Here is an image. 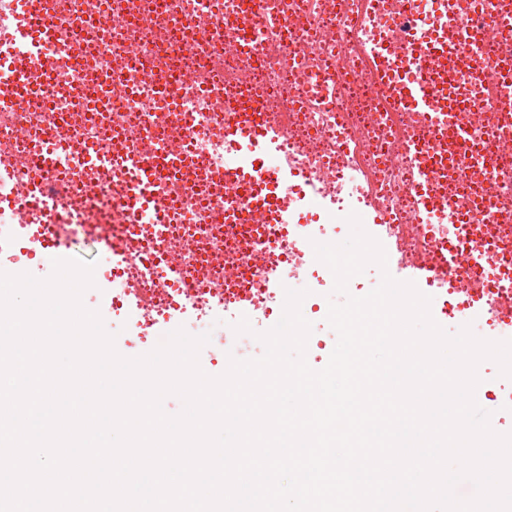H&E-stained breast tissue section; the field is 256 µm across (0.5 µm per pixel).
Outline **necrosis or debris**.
Here are the masks:
<instances>
[{
  "label": "necrosis or debris",
  "mask_w": 512,
  "mask_h": 512,
  "mask_svg": "<svg viewBox=\"0 0 512 512\" xmlns=\"http://www.w3.org/2000/svg\"><path fill=\"white\" fill-rule=\"evenodd\" d=\"M443 0H58L61 38L43 43L15 38L0 52V159L18 176L0 194V229L10 255L46 257L81 238L96 242L102 259L97 279L106 283L108 313L134 343L154 341L159 325L179 318L194 329L244 307L253 329L278 313L271 278L310 289L308 312L332 287L326 265L310 255L312 242L341 235L349 213L383 216L407 261L436 270L431 286L448 318L471 307L484 310L488 333H512V95L498 85V64L512 57V6L504 5L498 38L473 46L453 31L454 14ZM252 8L256 20L241 29L233 18ZM223 11L224 27L210 16ZM87 18L89 67L68 60L76 16ZM193 18L191 28L175 18ZM441 43L452 86L438 85L431 102L448 91L463 104L435 128L434 113L384 100L381 76L398 84L421 73L412 59V32ZM40 54L51 67L31 112L19 115L12 100L23 76L12 59ZM475 61L483 84L468 77ZM169 82L176 94L161 101L151 81ZM250 90L268 123L283 127L284 141L258 169L283 167L290 182L278 209L288 224H268L241 210L236 224L215 223L202 197L228 181L227 160L247 154L246 139L225 140L218 129L233 122L221 102ZM44 137L57 172H42L28 148ZM434 137L452 159L426 192L442 206L416 209L415 173L424 154L415 141ZM112 145L106 166L96 154ZM192 152L191 173L163 178L150 189L154 202L171 203L168 223L152 208L119 219L121 195L133 184L132 156L170 157ZM311 181L298 184L303 173ZM64 176L73 186L67 223H56L55 204L17 212L12 199L30 182ZM494 220L465 223L462 213L483 202Z\"/></svg>",
  "instance_id": "4bbe7bcc"
}]
</instances>
